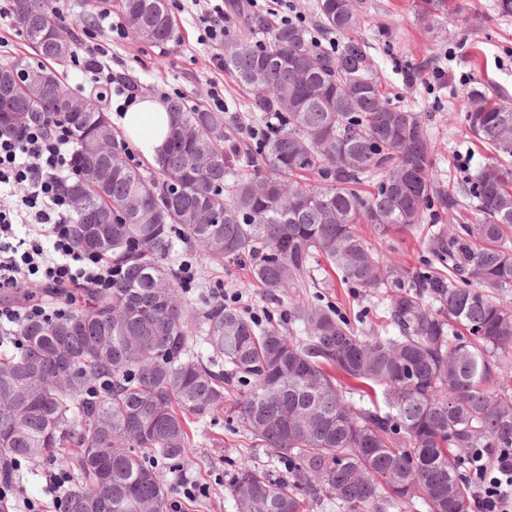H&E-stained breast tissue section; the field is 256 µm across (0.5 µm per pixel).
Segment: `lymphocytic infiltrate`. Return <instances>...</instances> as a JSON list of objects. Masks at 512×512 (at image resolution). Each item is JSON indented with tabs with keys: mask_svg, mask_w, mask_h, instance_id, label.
<instances>
[{
	"mask_svg": "<svg viewBox=\"0 0 512 512\" xmlns=\"http://www.w3.org/2000/svg\"><path fill=\"white\" fill-rule=\"evenodd\" d=\"M201 44L211 63L223 69L224 0H193ZM102 44L85 55H73L72 66L88 74L93 87L114 90L132 104L138 88L114 82L100 62ZM72 170V137L59 122L28 126L22 136L0 131V292L23 293L22 302L0 304V338L16 340L20 328L34 319L54 320L72 303L78 284L109 290L120 269L99 254L77 247L69 234L72 210L58 190ZM481 512H512V465L490 464L483 452L470 461Z\"/></svg>",
	"mask_w": 512,
	"mask_h": 512,
	"instance_id": "obj_1",
	"label": "lymphocytic infiltrate"
}]
</instances>
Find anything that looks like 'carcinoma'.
I'll list each match as a JSON object with an SVG mask.
<instances>
[{
	"label": "carcinoma",
	"instance_id": "carcinoma-1",
	"mask_svg": "<svg viewBox=\"0 0 512 512\" xmlns=\"http://www.w3.org/2000/svg\"><path fill=\"white\" fill-rule=\"evenodd\" d=\"M3 8L40 64L0 67V130L45 119L69 128L73 173L59 190L84 203L71 237L122 273L109 291L77 289L82 304L65 317L27 322L20 350L0 355V483L52 458L78 476L63 512H167L153 461L185 460L191 424L222 410L247 448L275 450L234 475L241 512L331 501L344 512H473L469 457L512 450V100L471 91L465 130L494 156L445 188L422 116L393 102L375 70L353 0H316L315 27L339 36L333 49L304 22L273 23L237 0L224 68L274 125L244 127L238 140L224 113L175 97L167 147L146 174L100 100L49 66L73 50L60 52L47 0ZM118 8L142 42L177 39L168 0ZM32 68L49 80L15 85ZM436 204L468 205L479 222L439 227L416 265L391 262L363 232L391 240ZM179 242L203 264H245L273 299L319 287L312 272L325 262L348 287L382 293L396 333L369 334L297 294L298 335L231 302L196 307L166 265Z\"/></svg>",
	"mask_w": 512,
	"mask_h": 512
}]
</instances>
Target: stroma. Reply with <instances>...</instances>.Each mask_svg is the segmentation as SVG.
<instances>
[{"label":"stroma","mask_w":512,"mask_h":512,"mask_svg":"<svg viewBox=\"0 0 512 512\" xmlns=\"http://www.w3.org/2000/svg\"><path fill=\"white\" fill-rule=\"evenodd\" d=\"M420 0H361L359 5L362 37L370 44L379 76L386 81L402 105L421 113L435 145L434 170L439 180H459L484 162L486 153L468 137L460 120L472 89L503 91L512 96V17H499L495 0H455L460 9L456 21L439 14L425 15ZM179 29L177 41L153 47L130 38L112 43L103 57L113 75L140 82L143 96L153 88L186 96L194 104L209 105L210 89H217L234 121L250 119V92L229 71L214 69L210 51L197 41L196 16L181 8L179 0H170ZM113 8V0H65L59 20L65 36L70 37L76 53H85L84 16L88 7ZM420 73L415 84L402 80L406 69ZM476 216L465 208L456 213L433 208L422 224L399 239L383 241L390 257L403 265H414L422 257L426 234L445 223L472 224ZM223 286L240 296L242 306L256 315L274 312L287 315V302L270 301L262 289L253 287L246 270L228 264L220 268L202 266L187 295L197 305L208 302V290ZM310 299H348L349 290L337 275H330L323 288L308 289ZM353 299V298H350ZM355 311L367 313L372 324L382 322L385 311L381 294L353 299ZM231 418L217 411L206 422L194 425L195 444L190 457L180 463H159L168 489V499L187 505L182 481L195 483L202 512H238L228 487L244 454V444L234 434Z\"/></svg>","instance_id":"1"}]
</instances>
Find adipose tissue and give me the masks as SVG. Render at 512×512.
Segmentation results:
<instances>
[{"label": "adipose tissue", "mask_w": 512, "mask_h": 512, "mask_svg": "<svg viewBox=\"0 0 512 512\" xmlns=\"http://www.w3.org/2000/svg\"><path fill=\"white\" fill-rule=\"evenodd\" d=\"M120 121L146 159H155L162 153L172 123L164 103L150 98L137 101L124 112Z\"/></svg>", "instance_id": "ef3b65f1"}]
</instances>
